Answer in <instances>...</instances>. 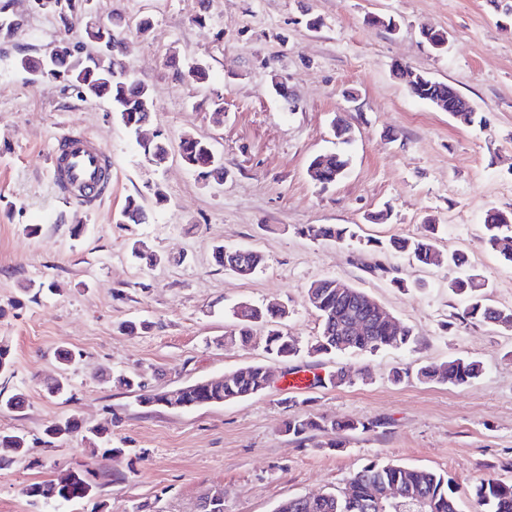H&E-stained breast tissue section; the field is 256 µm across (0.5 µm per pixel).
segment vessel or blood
Masks as SVG:
<instances>
[{
  "label": "vessel or blood",
  "instance_id": "1",
  "mask_svg": "<svg viewBox=\"0 0 512 512\" xmlns=\"http://www.w3.org/2000/svg\"><path fill=\"white\" fill-rule=\"evenodd\" d=\"M55 185L82 204L98 201L112 181L111 160L88 134L69 130L56 139L49 152Z\"/></svg>",
  "mask_w": 512,
  "mask_h": 512
}]
</instances>
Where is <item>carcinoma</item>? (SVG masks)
Instances as JSON below:
<instances>
[{"label": "carcinoma", "instance_id": "obj_1", "mask_svg": "<svg viewBox=\"0 0 512 512\" xmlns=\"http://www.w3.org/2000/svg\"><path fill=\"white\" fill-rule=\"evenodd\" d=\"M84 0H63L57 9V16L65 36L61 37L51 49L52 61L45 63L43 57H23L18 66L37 79L47 75L53 80L72 88L83 98H105L112 104L123 125L136 133L141 123L151 119L157 111L148 87L138 80L125 75L120 60L122 45L125 40L124 25L116 19L109 25H101L80 31L81 37L96 46V52L82 54L77 45L68 37L79 19L84 16ZM170 67L183 71L193 82L203 84L209 80V69L197 63L183 70L179 61L172 56L168 60ZM415 96L427 100L441 97L452 107L460 103L455 89L441 81L420 82L413 88ZM141 153L150 164L161 167L167 162L169 143L162 136L139 144ZM183 162L197 172L198 177L206 182L220 184L224 182L226 170L224 163L211 160L213 146L210 141L185 134L177 145ZM348 160L338 154H329L314 158L310 168L321 175L320 183H335L344 173ZM148 213L140 199L130 196L126 199L121 211L120 223L144 224ZM485 243L492 248L500 242L512 237V213L491 211L484 221ZM304 233L313 240H329L343 242L352 236L351 230L339 224H312L305 227ZM437 227H429V234L420 238H392L388 247L398 253H404L420 265H439L443 262L442 255L435 245L434 234ZM216 265L235 271V256L218 246L214 249ZM263 262V257L253 251L247 259L248 269L235 271L242 278L252 276ZM336 280L323 278L312 283L307 290V298L317 311L321 320V333L315 344L307 348L310 357L330 354H347L356 352H377L382 349H411L417 343L409 330H402L393 336L383 325L372 324L367 331L356 336H341L339 329L349 319V308L341 299ZM448 288L467 300L465 315L469 318L492 322L498 325L512 323V311L492 308L485 303L482 289L485 280L479 275L465 278H454L448 282ZM284 309L277 306L265 308L250 306L244 312H235L237 328L228 336L230 342L248 345L253 339L254 327L260 323L269 326L265 338V349L268 354L282 360L292 361L300 352L298 340L278 329L279 319ZM483 374L480 361L469 358H454L440 364L425 365L418 369L417 376L423 380L448 383L454 386L472 384ZM269 367L264 363H254L224 376V385L219 392H214L215 383L207 380L197 381L181 386L182 396L190 408L207 405V401L219 397L224 401L247 398L261 393L268 386ZM114 382L129 392L137 393L138 402L153 403L156 394L147 393L144 385L137 378L120 373ZM25 395L21 392L3 396L0 394V412H16L24 406ZM310 429L331 430L338 434L342 431L367 429V425L356 419L327 420L310 416H294L284 424V431L300 437ZM91 434L96 438L110 441L108 430L103 427L87 428L74 415H69L52 422L45 429L50 439H64L78 435ZM0 448H9L16 456H24L28 452L27 436L20 433L0 431ZM101 475L82 465L72 468L65 478L57 481L33 483L24 489V494L31 502H73L91 500L96 497ZM396 485L402 488L407 498L404 508L406 512L416 510L413 499L418 496L426 498L427 512H459L456 488L448 474L409 466L370 461L356 471L350 478L348 490L340 494H324L315 501L312 510L307 511L288 499L280 503L276 512H372V497L386 488ZM479 503L488 507L486 512H512V485L497 480L481 481L475 488Z\"/></svg>", "mask_w": 512, "mask_h": 512}]
</instances>
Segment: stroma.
Returning <instances> with one entry per match:
<instances>
[{
    "instance_id": "35a3bbf8",
    "label": "stroma",
    "mask_w": 512,
    "mask_h": 512,
    "mask_svg": "<svg viewBox=\"0 0 512 512\" xmlns=\"http://www.w3.org/2000/svg\"><path fill=\"white\" fill-rule=\"evenodd\" d=\"M85 10L129 28L124 66L157 104L144 136L206 138L227 174L207 185L179 157L151 166L108 100L32 80L17 62L53 48L59 20L10 0L11 26L0 29V341L14 372L0 376V393L21 391L27 402L0 413V431L27 435L30 450L0 470V512H198L214 489L224 512H275L289 498L344 491L370 459L448 474L460 512H484L476 485L512 484V327L470 320L448 289L454 270L409 262L384 244L438 225L440 253L463 254L487 280L489 304L512 310V264L484 242L487 212L512 211V16L488 0H87ZM145 17L143 35L135 26ZM380 17L397 30L377 25ZM425 26L446 32V52L423 41ZM173 55L205 63L209 82L180 77L166 64ZM399 63L451 84L475 123L412 96ZM338 115L350 144L333 135ZM72 127L112 155L111 191L85 208L56 189L48 164ZM340 152L350 158L345 175L320 187L311 159ZM155 183L167 196L160 206L148 191ZM130 196L141 197L148 223H117ZM310 224L347 225L356 238L314 241L304 234ZM76 225L85 228L77 238ZM136 240L158 264L131 258ZM218 245L253 249L263 264L241 278L215 264ZM323 278L373 296L413 331L415 350L303 354L287 364L269 360L262 326L249 346L223 343L242 302L285 306L289 335L314 343L320 319L306 292ZM142 320L147 331H126ZM59 347L78 354L67 402L45 391L59 374ZM455 357L480 360L483 375L464 387L416 378L418 367ZM258 361L275 373L262 393L188 411L140 406L112 382L123 371L168 390ZM291 365L322 378L342 369L349 380L294 395L284 377ZM71 413L108 427L125 456L104 457L89 438L47 445L45 428ZM294 415L367 428L342 433L334 448L326 430L286 434ZM78 465L107 474L95 500L35 505L24 495Z\"/></svg>"
}]
</instances>
